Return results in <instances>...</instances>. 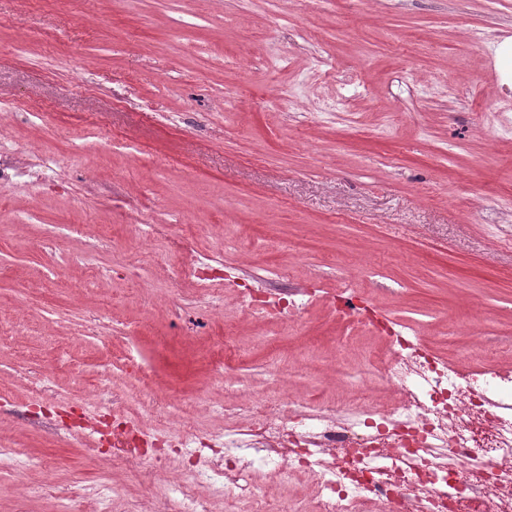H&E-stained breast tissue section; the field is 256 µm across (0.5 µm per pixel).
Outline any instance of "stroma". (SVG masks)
Segmentation results:
<instances>
[{"mask_svg":"<svg viewBox=\"0 0 512 512\" xmlns=\"http://www.w3.org/2000/svg\"><path fill=\"white\" fill-rule=\"evenodd\" d=\"M508 37L512 0H0V103L52 113L0 117V141L58 171L0 178V512H141L189 479L171 452L147 484L151 459L73 426L96 399L205 437L258 394L388 399L370 340L512 363ZM141 214L196 236L143 240ZM119 348L152 367L157 411ZM494 53L501 72L502 84L512 89V39L497 43Z\"/></svg>","mask_w":512,"mask_h":512,"instance_id":"obj_1","label":"stroma"}]
</instances>
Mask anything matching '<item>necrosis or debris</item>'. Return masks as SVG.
I'll list each match as a JSON object with an SVG mask.
<instances>
[{
  "mask_svg": "<svg viewBox=\"0 0 512 512\" xmlns=\"http://www.w3.org/2000/svg\"><path fill=\"white\" fill-rule=\"evenodd\" d=\"M365 364L394 386L393 401L238 406L248 422L225 424L223 463H195L191 482L168 485L180 512H212L196 487L214 476L246 512H512V370L465 372L403 340ZM261 468L309 472L312 503L274 504L252 481Z\"/></svg>",
  "mask_w": 512,
  "mask_h": 512,
  "instance_id": "4bbe7bcc",
  "label": "necrosis or debris"
}]
</instances>
